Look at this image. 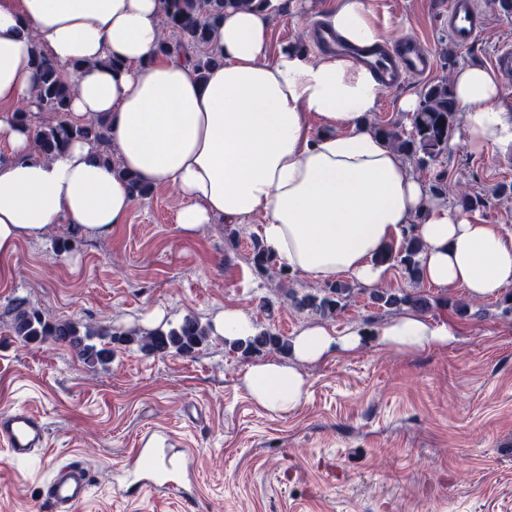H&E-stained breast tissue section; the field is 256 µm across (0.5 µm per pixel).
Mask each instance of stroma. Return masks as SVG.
Returning a JSON list of instances; mask_svg holds the SVG:
<instances>
[{
    "instance_id": "stroma-1",
    "label": "stroma",
    "mask_w": 512,
    "mask_h": 512,
    "mask_svg": "<svg viewBox=\"0 0 512 512\" xmlns=\"http://www.w3.org/2000/svg\"><path fill=\"white\" fill-rule=\"evenodd\" d=\"M485 24L468 46L448 34L449 0H370L388 40L414 39L434 60L429 74L384 89L370 124H408L400 107L460 68L491 67L512 45V11L478 0ZM344 0H282L269 18L270 49L290 46L318 59L308 31ZM446 154L411 174L441 185L457 208L478 195L474 217L512 226V145L480 153L463 142L458 110ZM182 200L172 186L136 199L112 233L23 242L0 271V411L25 408L46 427L42 452L25 465L0 446V512H44L42 489L61 461L82 462L90 493L77 512H512V301L497 297L455 308L462 292L424 286L437 298L429 316L456 324L447 348L415 355L367 347L303 365L309 382L296 410L273 414L250 398L247 360L223 335L192 355L164 356L137 345L115 347L110 364L92 368L73 348L14 336L16 300L46 319H72L109 331L151 329L192 316L219 325L225 309L257 328L295 337L317 317L295 308L286 288L319 294L320 284L289 274L272 285L250 262V224L223 219L183 235ZM360 287L333 318L336 329H379L394 311ZM175 464L182 493L155 480L154 454Z\"/></svg>"
}]
</instances>
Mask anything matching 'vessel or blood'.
Instances as JSON below:
<instances>
[{
    "label": "vessel or blood",
    "mask_w": 512,
    "mask_h": 512,
    "mask_svg": "<svg viewBox=\"0 0 512 512\" xmlns=\"http://www.w3.org/2000/svg\"><path fill=\"white\" fill-rule=\"evenodd\" d=\"M484 24L475 0H450L448 33L461 45L474 42ZM318 42L337 53L350 55L369 67L386 85L399 84L405 75L428 72L433 61L414 40L373 46L349 45L321 29ZM46 429L42 420L24 409L0 412V446L17 460L34 457L44 447ZM90 476L86 468L73 461L59 463L46 482L42 498L47 512H74L89 491Z\"/></svg>",
    "instance_id": "b4317fda"
}]
</instances>
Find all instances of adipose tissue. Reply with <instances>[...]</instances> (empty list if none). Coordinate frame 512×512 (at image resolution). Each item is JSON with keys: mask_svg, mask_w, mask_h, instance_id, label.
Segmentation results:
<instances>
[{"mask_svg": "<svg viewBox=\"0 0 512 512\" xmlns=\"http://www.w3.org/2000/svg\"><path fill=\"white\" fill-rule=\"evenodd\" d=\"M280 0L226 10L210 51L223 59L206 80L191 64L158 50L160 0H0V261L55 225L82 235L114 231L135 199L127 177L176 187V222L185 235L224 218L263 216L255 231L278 266L321 283L348 276L377 288L387 279L379 256L413 227L424 244L421 278L469 299L512 287V227L485 224L433 199L367 124L383 90L353 58L269 50L268 18ZM328 24L348 43L383 39L368 0H346ZM41 48L72 86L73 121H104L116 162L86 141L45 159L13 109L37 90L33 50ZM466 111L470 151L512 141V119L499 107L502 88L481 66L461 68L453 83ZM448 323L413 311L375 333L379 349L417 354L445 347ZM359 331L324 322L292 340L296 362L356 353ZM251 399L274 414L297 409L309 383L294 366L257 361L244 375Z\"/></svg>", "mask_w": 512, "mask_h": 512, "instance_id": "ef3b65f1", "label": "adipose tissue"}]
</instances>
